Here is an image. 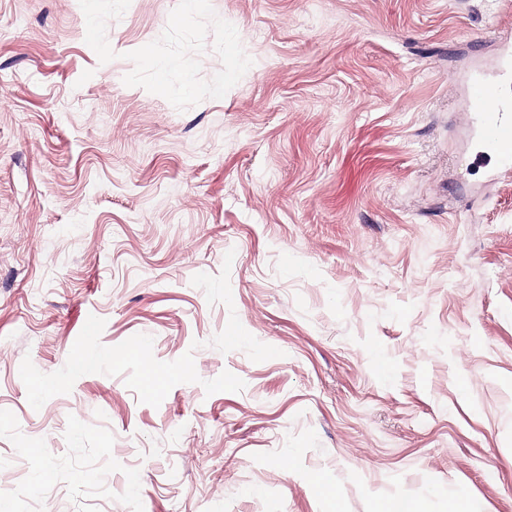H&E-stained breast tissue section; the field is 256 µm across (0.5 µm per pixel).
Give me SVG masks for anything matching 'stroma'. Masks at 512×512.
<instances>
[{
	"label": "stroma",
	"mask_w": 512,
	"mask_h": 512,
	"mask_svg": "<svg viewBox=\"0 0 512 512\" xmlns=\"http://www.w3.org/2000/svg\"><path fill=\"white\" fill-rule=\"evenodd\" d=\"M505 42L512 0H0L7 512H512ZM470 102L481 141L504 170L512 169V99L503 98L500 80L478 76L470 84Z\"/></svg>",
	"instance_id": "35a3bbf8"
}]
</instances>
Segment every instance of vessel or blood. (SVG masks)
<instances>
[{
  "mask_svg": "<svg viewBox=\"0 0 512 512\" xmlns=\"http://www.w3.org/2000/svg\"><path fill=\"white\" fill-rule=\"evenodd\" d=\"M470 102L476 114L479 135L500 161L502 169H512V99H504L500 81L479 76L470 84Z\"/></svg>",
  "mask_w": 512,
  "mask_h": 512,
  "instance_id": "obj_1",
  "label": "vessel or blood"
}]
</instances>
